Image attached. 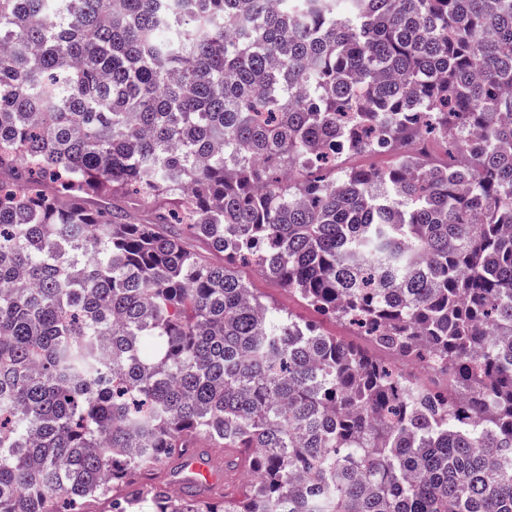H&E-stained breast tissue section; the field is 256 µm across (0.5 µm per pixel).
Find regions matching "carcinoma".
<instances>
[{
  "mask_svg": "<svg viewBox=\"0 0 512 512\" xmlns=\"http://www.w3.org/2000/svg\"><path fill=\"white\" fill-rule=\"evenodd\" d=\"M200 439L242 495L141 490ZM107 496L512 512V0H0V512ZM239 274L249 284L250 288L261 297V300L277 310L292 313L301 319L317 324L329 336H338L369 350L376 356L383 354L360 336H354L349 326L341 321L326 319L320 313L303 303L294 292L279 282L266 277L260 270L241 266Z\"/></svg>",
  "mask_w": 512,
  "mask_h": 512,
  "instance_id": "obj_1",
  "label": "carcinoma"
}]
</instances>
